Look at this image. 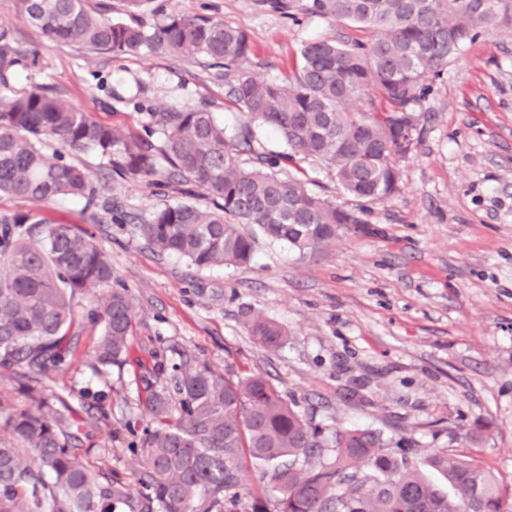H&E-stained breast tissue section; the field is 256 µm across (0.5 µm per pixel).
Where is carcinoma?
<instances>
[{"mask_svg":"<svg viewBox=\"0 0 512 512\" xmlns=\"http://www.w3.org/2000/svg\"><path fill=\"white\" fill-rule=\"evenodd\" d=\"M85 0H16L19 13L51 40L116 57L128 53L201 57L224 68L227 103L246 122L229 132L207 105L149 113L145 134L131 136L82 112L47 84L0 98V194L32 207L0 213V369L22 370L25 402L0 401V512H512V488L453 448L425 460L448 481L442 492L411 448H394L371 429L328 434L259 374H219L207 365L160 369L147 382L153 426L139 436L143 491L99 480L78 452L80 424L43 379L61 368L77 339L75 294L104 287L91 315L103 324L98 362L121 361L133 330L128 290L112 285V261L93 237L47 222L38 206L83 199L95 224H132L158 255L198 269L249 264L254 226L272 241L315 251L366 223L282 163L323 164L351 197L364 202L402 193L398 160L417 145L416 105L448 60L512 0H313V6L367 33L302 44L291 71L261 80L249 71L248 36L220 18L172 15L148 27L92 13ZM0 31V83L19 64ZM273 129L279 153L254 147L255 128ZM56 141L62 149H42ZM94 150L112 176L142 182L165 167L204 202L163 204L144 224L100 201L92 173L71 160ZM244 327L268 351L288 332L256 315ZM334 459L322 460V450ZM272 469L258 492L244 483L249 462Z\"/></svg>","mask_w":512,"mask_h":512,"instance_id":"cac0c4a2","label":"carcinoma"}]
</instances>
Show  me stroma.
<instances>
[{"label":"stroma","instance_id":"35a3bbf8","mask_svg":"<svg viewBox=\"0 0 512 512\" xmlns=\"http://www.w3.org/2000/svg\"><path fill=\"white\" fill-rule=\"evenodd\" d=\"M85 4L149 25L171 14L222 18L246 32L249 68L268 80L289 71L305 42L360 36L313 0H292L289 18L262 0H146L133 16L124 0ZM0 30L22 60L0 96L48 84L133 134L150 110L202 103L227 130L245 122L224 102L223 73L204 59H116L54 43L15 0H0ZM419 109V142L400 161L403 193L368 204L362 232L314 252L262 237L248 265L199 270L152 253L128 226L92 223L83 200L41 205L46 220L76 225L108 252L132 303L129 350L105 367L96 359L102 325L90 316L103 291L76 294L79 343L44 380L78 410L100 474L140 490L130 431L150 424L146 381L158 365L186 363L263 375L327 431L371 428L423 457L453 448L512 487V24L494 22L449 59ZM75 160L102 196L142 221L162 201L190 198L182 186L163 193L113 182L94 152ZM249 312L286 328L281 349L252 341ZM101 405L111 410L108 421L98 419Z\"/></svg>","mask_w":512,"mask_h":512}]
</instances>
